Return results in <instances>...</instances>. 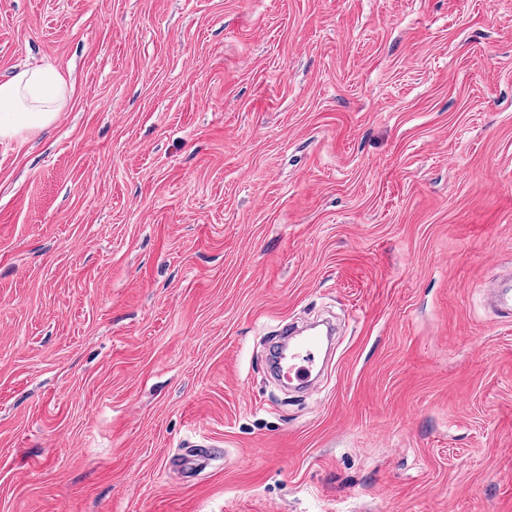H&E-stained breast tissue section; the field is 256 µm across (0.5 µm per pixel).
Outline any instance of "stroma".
I'll list each match as a JSON object with an SVG mask.
<instances>
[{"mask_svg": "<svg viewBox=\"0 0 512 512\" xmlns=\"http://www.w3.org/2000/svg\"><path fill=\"white\" fill-rule=\"evenodd\" d=\"M27 64L69 88L0 141V512H512V0H0ZM281 347V354L276 359L277 372L286 362L289 385L299 389L311 387L321 373L326 356L325 352L322 359L323 339L320 336H300L288 340L287 337Z\"/></svg>", "mask_w": 512, "mask_h": 512, "instance_id": "35a3bbf8", "label": "stroma"}]
</instances>
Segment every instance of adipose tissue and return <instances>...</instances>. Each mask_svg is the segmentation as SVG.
<instances>
[{
  "label": "adipose tissue",
  "instance_id": "1",
  "mask_svg": "<svg viewBox=\"0 0 512 512\" xmlns=\"http://www.w3.org/2000/svg\"><path fill=\"white\" fill-rule=\"evenodd\" d=\"M67 86L61 75L31 65L0 82V140L32 134L56 121Z\"/></svg>",
  "mask_w": 512,
  "mask_h": 512
}]
</instances>
